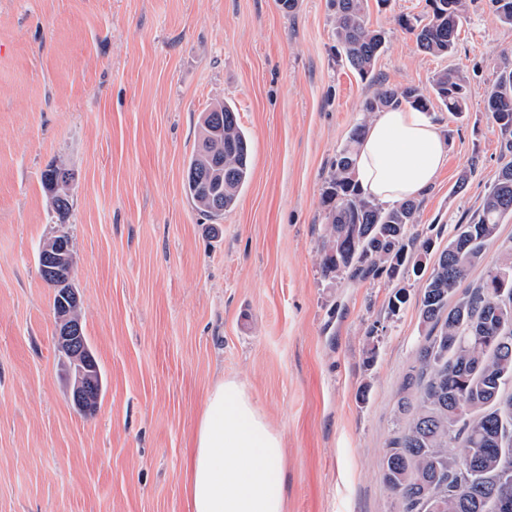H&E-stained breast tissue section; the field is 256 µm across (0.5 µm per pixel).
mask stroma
I'll use <instances>...</instances> for the list:
<instances>
[{"mask_svg":"<svg viewBox=\"0 0 512 512\" xmlns=\"http://www.w3.org/2000/svg\"><path fill=\"white\" fill-rule=\"evenodd\" d=\"M427 10L370 0L386 34L373 84L340 55L329 0L290 13L278 0H0V512H190L186 456L223 376L282 436L285 512H400L381 473L423 343L422 288L497 177L503 136L483 94L512 66V28L487 0H468L449 56L419 51L398 22ZM447 70L472 95L461 116L433 109L448 160L415 228L433 250L394 281L323 276L321 193L364 102ZM217 102L237 110L252 160L214 218L184 183ZM55 163L74 174L63 222L41 179ZM60 234L104 382L90 415L68 400L38 267Z\"/></svg>","mask_w":512,"mask_h":512,"instance_id":"obj_1","label":"stroma"}]
</instances>
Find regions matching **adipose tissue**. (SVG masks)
<instances>
[{
  "label": "adipose tissue",
  "instance_id": "ef3b65f1",
  "mask_svg": "<svg viewBox=\"0 0 512 512\" xmlns=\"http://www.w3.org/2000/svg\"><path fill=\"white\" fill-rule=\"evenodd\" d=\"M447 159L434 117L401 107L375 114L355 175L365 196L394 204L424 196ZM185 467L191 512H284L282 439L237 380L210 389Z\"/></svg>",
  "mask_w": 512,
  "mask_h": 512
}]
</instances>
